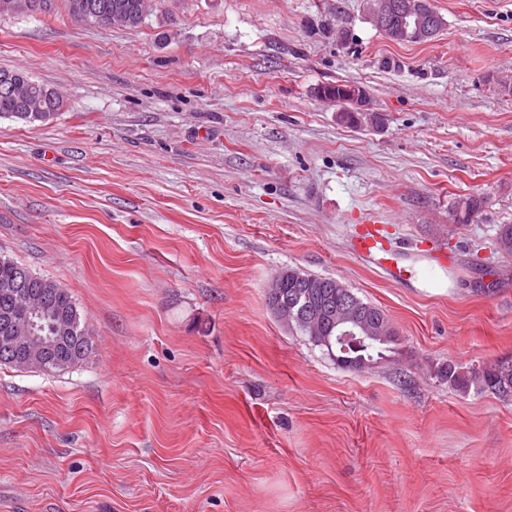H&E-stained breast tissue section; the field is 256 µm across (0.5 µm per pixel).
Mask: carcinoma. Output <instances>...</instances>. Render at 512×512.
Masks as SVG:
<instances>
[{"instance_id":"carcinoma-1","label":"carcinoma","mask_w":512,"mask_h":512,"mask_svg":"<svg viewBox=\"0 0 512 512\" xmlns=\"http://www.w3.org/2000/svg\"><path fill=\"white\" fill-rule=\"evenodd\" d=\"M54 0H0V18L3 16H32L51 11ZM99 11L108 16L122 19V26L136 28L142 22L140 0H93ZM13 82L18 93L10 94L0 89V118H13L26 123H47L55 118L62 107V99L54 90L32 79L20 70L0 69V78ZM40 97L44 111L27 112L24 109L23 94ZM481 208V199L471 195L455 202L452 215L457 224H470ZM496 247L505 258H512V224H501L496 235ZM24 265L14 259L0 255V283L10 281ZM32 288H48L51 305L42 313L44 328H32V336L54 335V325L60 323V314H67V321L79 336L90 337L87 319L80 314L70 294L55 282L29 273ZM268 305L277 310L279 305L297 306L282 318L288 328L304 336L314 346L324 350L343 369L361 370L378 362L387 361L395 352L397 333L384 311L364 301L352 289L340 281L303 273L288 268L279 273L267 291ZM349 325L355 335L364 339L366 349L346 353L336 349V336L342 327ZM92 347L84 349L74 345L61 346L55 357L34 369L46 372L65 370L84 360ZM441 375L448 385L466 393L472 389L490 392L502 399L512 395V360H501L481 369L448 363L441 369Z\"/></svg>"}]
</instances>
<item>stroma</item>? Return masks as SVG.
Wrapping results in <instances>:
<instances>
[{
    "instance_id": "1",
    "label": "stroma",
    "mask_w": 512,
    "mask_h": 512,
    "mask_svg": "<svg viewBox=\"0 0 512 512\" xmlns=\"http://www.w3.org/2000/svg\"><path fill=\"white\" fill-rule=\"evenodd\" d=\"M431 3L418 43L365 0L0 18V68L64 99L0 119V254L93 341L62 372L0 366V512H512V400L436 376L512 360V0ZM347 81L381 126L318 97ZM369 222L387 264L355 249ZM288 268L384 310L394 359L342 369L283 326ZM481 208V199L474 195L460 199L453 206L452 215L456 224H469Z\"/></svg>"
}]
</instances>
